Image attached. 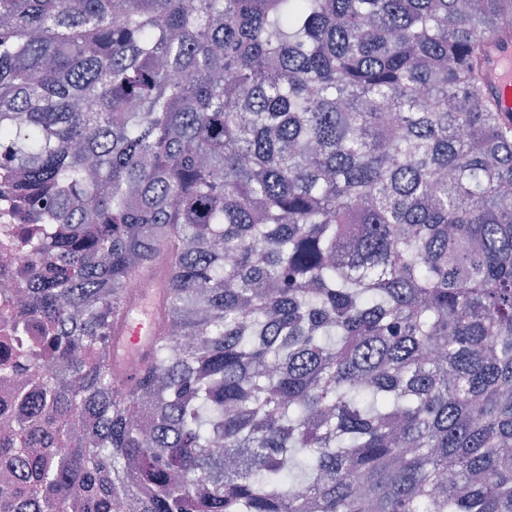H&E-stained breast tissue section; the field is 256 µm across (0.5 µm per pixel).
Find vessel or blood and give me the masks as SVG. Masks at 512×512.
<instances>
[{
  "label": "vessel or blood",
  "mask_w": 512,
  "mask_h": 512,
  "mask_svg": "<svg viewBox=\"0 0 512 512\" xmlns=\"http://www.w3.org/2000/svg\"><path fill=\"white\" fill-rule=\"evenodd\" d=\"M487 80L499 95L504 111L512 112V47L491 50ZM155 295L146 289L139 302L126 308L110 350L112 367L130 380L136 377L141 350L155 330Z\"/></svg>",
  "instance_id": "obj_1"
}]
</instances>
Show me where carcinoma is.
Masks as SVG:
<instances>
[{
	"label": "carcinoma",
	"mask_w": 512,
	"mask_h": 512,
	"mask_svg": "<svg viewBox=\"0 0 512 512\" xmlns=\"http://www.w3.org/2000/svg\"><path fill=\"white\" fill-rule=\"evenodd\" d=\"M490 40L512 0H0L44 332L0 352L30 385L0 512H512ZM154 311V290L147 288L136 305L126 308L119 328L114 333L110 363L125 380L137 377L141 350L147 339L154 334Z\"/></svg>",
	"instance_id": "obj_1"
}]
</instances>
